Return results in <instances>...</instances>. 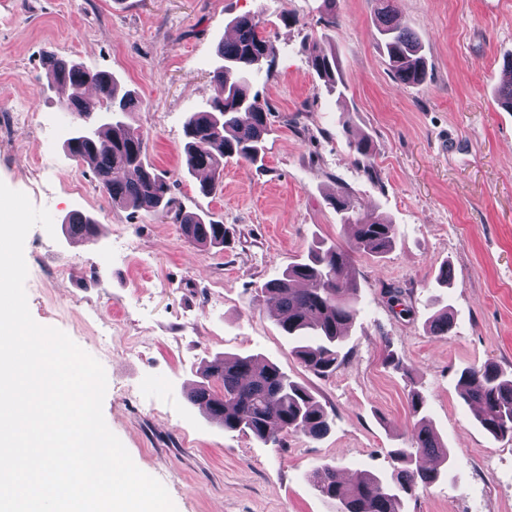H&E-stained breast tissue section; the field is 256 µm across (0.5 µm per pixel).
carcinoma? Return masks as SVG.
<instances>
[{"label":"carcinoma","instance_id":"1","mask_svg":"<svg viewBox=\"0 0 512 512\" xmlns=\"http://www.w3.org/2000/svg\"><path fill=\"white\" fill-rule=\"evenodd\" d=\"M380 4L376 13L378 40L384 45L394 76L405 85L423 83L428 68L418 38L397 19L394 0H380ZM263 24L259 14L232 21L235 38L218 48L223 64L213 75L216 96L207 108L191 113L185 122L187 168L209 172V178L201 183L204 193L217 188L223 171L221 159L236 157L255 163L264 151L269 112L258 95L250 94V78L271 53ZM305 51L327 92L343 96L344 81L336 55L318 42L306 46ZM48 68L52 82L72 90L67 108L92 118L81 98V89L91 84L100 93L101 111L112 110V122L95 127L92 137L73 136L66 141L69 154L89 167L112 203L150 215L167 210L171 204L169 184L147 162L148 138L140 128L124 121L136 110L134 94L119 91L112 74L94 72L70 60L51 58ZM335 207L341 222L352 230L351 244L316 245L305 262L288 267L262 288L267 301L281 315L282 330L296 340L294 354L308 370L321 375L338 367L343 340L358 313L351 298L354 286L348 278L352 253H383L396 237L394 224L385 217L355 210L345 191L337 194ZM180 224L190 241L209 248L224 246V225L192 214L181 216ZM64 229L69 236L81 233L87 243H98L96 221L80 211L66 216ZM202 375L205 382L187 395L188 402L193 406L205 404L210 420L226 430L275 442L280 434L320 438L329 429L325 408L272 363L219 356L206 364ZM458 391L493 438L512 436V377H506L493 364L466 368L461 372ZM425 405L426 398L420 392H411L410 406L417 422L409 446L392 451L396 467L390 476L381 478L358 470L346 480L330 465L312 471V485L336 506V512H401V494H410L436 479L435 471L416 465V459L434 456L445 463L450 452L422 415Z\"/></svg>","mask_w":512,"mask_h":512}]
</instances>
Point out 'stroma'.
Segmentation results:
<instances>
[{
  "instance_id": "1",
  "label": "stroma",
  "mask_w": 512,
  "mask_h": 512,
  "mask_svg": "<svg viewBox=\"0 0 512 512\" xmlns=\"http://www.w3.org/2000/svg\"><path fill=\"white\" fill-rule=\"evenodd\" d=\"M0 0V181L47 209L54 233L26 236L28 267L58 277L26 281L30 313L66 333L104 367L103 414L136 466L168 490L177 512H334L309 480L392 473L408 444L409 394L427 398L453 465L404 497L403 512H512V440L491 437L458 396L467 367L512 375V112L498 92L512 60V0H396L419 38L427 81L403 85L376 39L378 0ZM262 13L271 67L252 83L269 108L261 161L223 159L221 184L200 191L183 158L184 124L215 95L216 50L231 22ZM335 52L346 90L328 94L305 43ZM57 56L112 73L134 91L130 121L148 136L147 160L170 185L173 211L112 204L69 157L63 92L47 73ZM367 137L369 163L351 140ZM397 227L393 247L354 255L360 313L336 370L320 376L294 356L261 288L317 243L349 233L332 204L339 190ZM79 210L101 227L97 246L65 238ZM197 213L228 241L202 248L177 219ZM451 280L439 286L441 267ZM403 305L395 307L391 294ZM448 310L449 336L429 326ZM276 363L330 415L319 439L264 443L209 422L187 401L204 365L221 355Z\"/></svg>"
}]
</instances>
